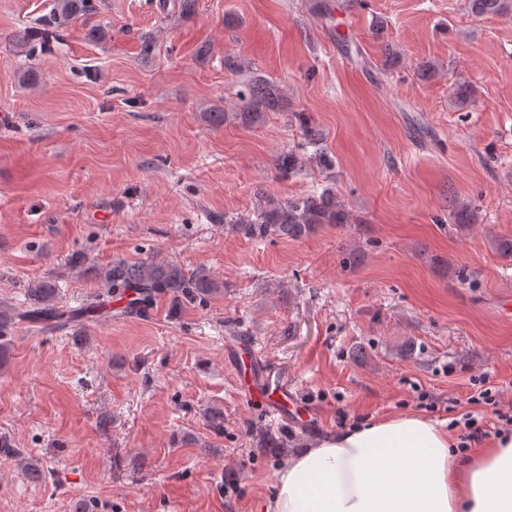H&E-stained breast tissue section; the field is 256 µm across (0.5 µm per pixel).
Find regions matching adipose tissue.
Segmentation results:
<instances>
[{"mask_svg":"<svg viewBox=\"0 0 512 512\" xmlns=\"http://www.w3.org/2000/svg\"><path fill=\"white\" fill-rule=\"evenodd\" d=\"M264 512H512V432L459 452L406 414L329 432L278 467Z\"/></svg>","mask_w":512,"mask_h":512,"instance_id":"adipose-tissue-1","label":"adipose tissue"}]
</instances>
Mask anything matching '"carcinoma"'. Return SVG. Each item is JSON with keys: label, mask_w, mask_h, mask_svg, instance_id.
<instances>
[{"label": "carcinoma", "mask_w": 512, "mask_h": 512, "mask_svg": "<svg viewBox=\"0 0 512 512\" xmlns=\"http://www.w3.org/2000/svg\"><path fill=\"white\" fill-rule=\"evenodd\" d=\"M473 12L484 15H499L512 7V0H470ZM96 0H56L58 20L42 27L24 30L17 34L18 40L31 48L45 47L63 36V26L70 21L95 12ZM239 111L211 112L210 121L215 125L237 122L254 125L266 119L270 112L283 110V94L277 84L257 72L250 77L238 92ZM301 135L307 146L314 148L309 157L295 150L280 154L275 168L283 177H291L307 164L329 169L333 158L324 151L323 130L304 112L294 113ZM346 213L336 198V193L325 188L320 192L303 196L278 199L262 197L255 218L241 219L237 229L251 238L276 236L283 239H300L314 233L323 224H345ZM94 275L101 287L121 299L134 295L124 310L129 316H141L156 294H167L176 303L200 302L220 289L218 282L204 270L188 271L173 261L142 260L129 262L117 260L99 267ZM26 305L19 308L0 305V350L7 348L8 336L14 332L15 324L26 321L39 324L46 329L65 326L63 319L76 315H65L57 306L59 285L51 277L31 281L25 292Z\"/></svg>", "instance_id": "cac0c4a2"}]
</instances>
